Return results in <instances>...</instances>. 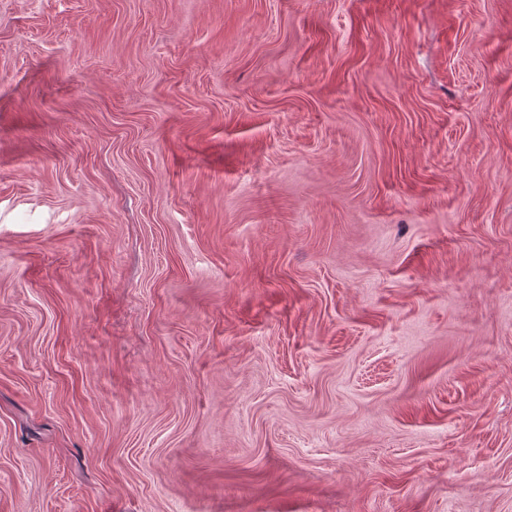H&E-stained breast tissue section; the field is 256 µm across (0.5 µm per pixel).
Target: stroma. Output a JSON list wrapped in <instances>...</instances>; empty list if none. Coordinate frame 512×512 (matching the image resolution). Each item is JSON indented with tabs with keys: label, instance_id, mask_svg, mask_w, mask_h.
Returning <instances> with one entry per match:
<instances>
[{
	"label": "stroma",
	"instance_id": "35a3bbf8",
	"mask_svg": "<svg viewBox=\"0 0 512 512\" xmlns=\"http://www.w3.org/2000/svg\"><path fill=\"white\" fill-rule=\"evenodd\" d=\"M0 512H512V0H0Z\"/></svg>",
	"mask_w": 512,
	"mask_h": 512
}]
</instances>
